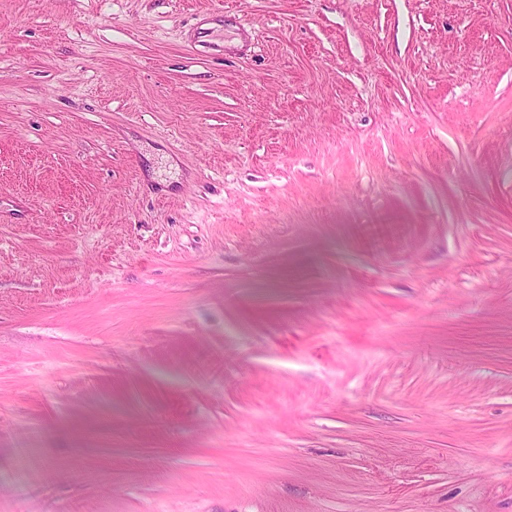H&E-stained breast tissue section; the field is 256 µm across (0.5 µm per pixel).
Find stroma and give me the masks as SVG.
I'll return each instance as SVG.
<instances>
[{"label": "stroma", "mask_w": 512, "mask_h": 512, "mask_svg": "<svg viewBox=\"0 0 512 512\" xmlns=\"http://www.w3.org/2000/svg\"><path fill=\"white\" fill-rule=\"evenodd\" d=\"M0 512H512V0H0Z\"/></svg>", "instance_id": "obj_1"}]
</instances>
